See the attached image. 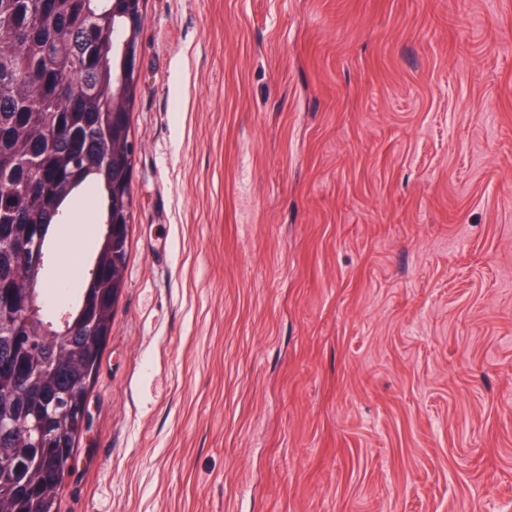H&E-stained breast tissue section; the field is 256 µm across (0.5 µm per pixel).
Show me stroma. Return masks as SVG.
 <instances>
[{"label":"stroma","instance_id":"stroma-1","mask_svg":"<svg viewBox=\"0 0 512 512\" xmlns=\"http://www.w3.org/2000/svg\"><path fill=\"white\" fill-rule=\"evenodd\" d=\"M138 57L54 512H512V0H144Z\"/></svg>","mask_w":512,"mask_h":512}]
</instances>
